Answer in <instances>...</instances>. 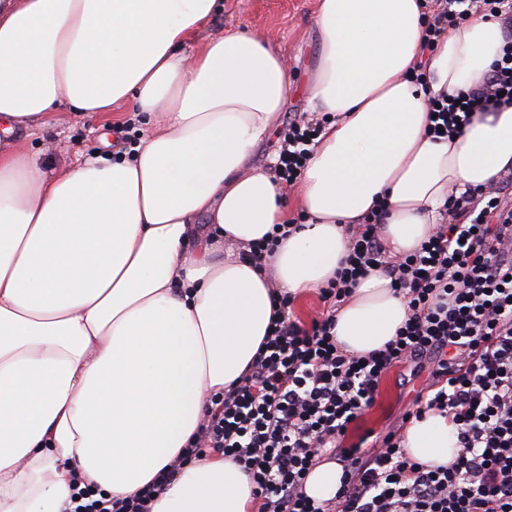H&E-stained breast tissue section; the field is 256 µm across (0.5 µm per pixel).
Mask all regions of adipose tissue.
Masks as SVG:
<instances>
[{"mask_svg": "<svg viewBox=\"0 0 512 512\" xmlns=\"http://www.w3.org/2000/svg\"><path fill=\"white\" fill-rule=\"evenodd\" d=\"M222 7L0 0V512H66L76 478L138 492L187 446L205 396L251 365L273 294L299 299L335 276L346 225L383 211L387 248L409 253L450 190L512 168V103L453 138L428 132L429 97L482 80L502 52L503 18L475 15L426 54L419 0H317L307 109L329 119L301 175L307 220L278 242L264 276L238 249L287 223L288 204L275 173L248 161L294 87L263 35L205 36ZM120 103L151 131L110 162L50 173L12 138L15 125L63 108ZM406 316L389 277L372 271L337 311L336 341L367 354ZM403 447L448 464L455 427L428 414ZM254 505L247 475L216 455L176 472L152 512Z\"/></svg>", "mask_w": 512, "mask_h": 512, "instance_id": "1", "label": "adipose tissue"}]
</instances>
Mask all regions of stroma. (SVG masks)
Listing matches in <instances>:
<instances>
[{"instance_id":"obj_1","label":"stroma","mask_w":512,"mask_h":512,"mask_svg":"<svg viewBox=\"0 0 512 512\" xmlns=\"http://www.w3.org/2000/svg\"><path fill=\"white\" fill-rule=\"evenodd\" d=\"M224 9L213 18L208 31L246 29L261 33L271 47L291 66L294 97L283 120L300 117L317 63L315 13L317 0H223ZM149 129L126 106H118L108 117H81L69 110L54 114L41 127L17 125L16 141L44 168L60 170L80 157L93 153L119 155L148 134ZM429 383L425 371L405 364L393 367L382 379L373 405L352 424L344 445L358 442L366 431L384 433L400 423L402 414Z\"/></svg>"}]
</instances>
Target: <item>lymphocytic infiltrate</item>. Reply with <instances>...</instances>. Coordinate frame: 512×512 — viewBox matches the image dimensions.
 Listing matches in <instances>:
<instances>
[{
  "label": "lymphocytic infiltrate",
  "mask_w": 512,
  "mask_h": 512,
  "mask_svg": "<svg viewBox=\"0 0 512 512\" xmlns=\"http://www.w3.org/2000/svg\"><path fill=\"white\" fill-rule=\"evenodd\" d=\"M425 49L474 15L495 17L505 0H434ZM512 100V39L475 88L431 101L430 129L447 139L498 98ZM315 112L289 122L280 137L276 175L294 185L321 131ZM512 170L487 186L449 194L446 216L420 248L388 252L382 217L348 228L349 254L320 290L324 308L303 328L289 297L251 366L214 393L178 464L221 454L248 476L258 512H512ZM381 269L406 300L408 315L384 348L350 356L336 345V312L369 269ZM412 363L428 369L424 394L402 425L435 411L456 426L459 451L445 465L406 456L400 427L367 444L342 447L348 427L368 410L383 376ZM339 457L336 497L303 492L324 455ZM170 473L131 497L84 486L73 512H151Z\"/></svg>",
  "instance_id": "f902f5d3"
}]
</instances>
